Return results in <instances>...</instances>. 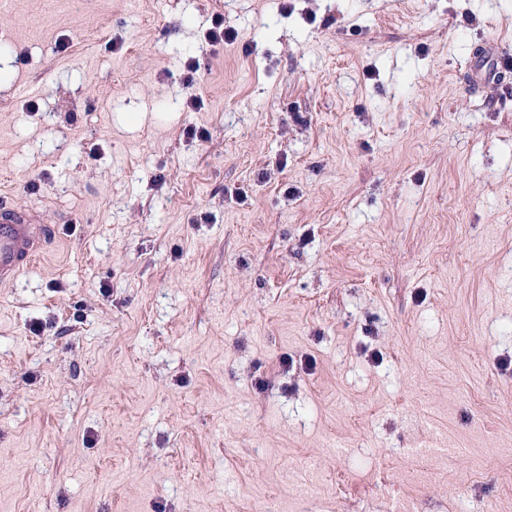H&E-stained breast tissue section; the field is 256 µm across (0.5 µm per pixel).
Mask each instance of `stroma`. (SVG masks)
<instances>
[{
  "mask_svg": "<svg viewBox=\"0 0 512 512\" xmlns=\"http://www.w3.org/2000/svg\"><path fill=\"white\" fill-rule=\"evenodd\" d=\"M0 38V198L55 228L0 288V512H512V0Z\"/></svg>",
  "mask_w": 512,
  "mask_h": 512,
  "instance_id": "35a3bbf8",
  "label": "stroma"
}]
</instances>
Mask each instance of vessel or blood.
<instances>
[{
    "label": "vessel or blood",
    "mask_w": 512,
    "mask_h": 512,
    "mask_svg": "<svg viewBox=\"0 0 512 512\" xmlns=\"http://www.w3.org/2000/svg\"><path fill=\"white\" fill-rule=\"evenodd\" d=\"M52 233L33 209L0 202V287L12 286L33 266Z\"/></svg>",
    "instance_id": "1"
}]
</instances>
